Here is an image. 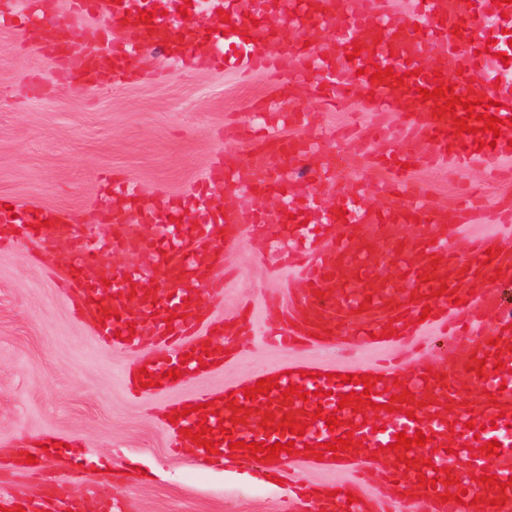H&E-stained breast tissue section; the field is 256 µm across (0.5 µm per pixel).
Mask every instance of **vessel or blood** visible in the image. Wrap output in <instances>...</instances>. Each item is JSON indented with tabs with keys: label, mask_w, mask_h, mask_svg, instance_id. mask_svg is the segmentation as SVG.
<instances>
[{
	"label": "vessel or blood",
	"mask_w": 512,
	"mask_h": 512,
	"mask_svg": "<svg viewBox=\"0 0 512 512\" xmlns=\"http://www.w3.org/2000/svg\"><path fill=\"white\" fill-rule=\"evenodd\" d=\"M39 0L19 9L17 0H0V26L13 30L56 65L61 80L84 86L106 87L128 79L129 61L144 44L162 47L173 61L210 66L241 76L263 71L278 77L301 78L313 96L329 104L356 100L362 110L396 114L398 127L373 128L383 141L375 163L393 173L387 189L393 204L383 214L364 203L360 193H336L333 166L315 173L308 182L305 206L293 213L283 205L269 217L267 198L279 195L286 183L282 163L304 169L315 152L301 138L262 137L252 148L249 165L219 162L208 177L196 183L189 197L153 199L129 179H112L103 188L101 208L106 233L90 241L59 211L41 206L22 209L0 197V243L42 242L63 232L69 237L62 274L65 293L79 317L89 320L97 343L138 354L139 367L161 376L162 388L172 387L168 370L181 372L183 381L201 375V363H215L224 350L210 352L212 335L233 336L244 325L228 320L210 334L203 330L219 287L224 281V252L246 234L292 247L288 268L300 285L289 288L287 299H273L278 312L271 342L282 348L301 343L337 346L346 350L385 348L443 327L452 338L444 376L427 375V361L404 365L339 367L315 365L309 376L299 367H273L269 376L277 388L245 398L244 386H230L234 408L216 401L206 389L192 391L171 404L178 417L171 424L170 445L180 448L188 439L183 429L206 421L205 438L218 450H195L204 466L250 468L258 464L247 448L251 442L294 443L295 453L265 459L263 468L280 478L302 463L305 446L353 435L355 442L342 452V462L364 471L379 470V493L347 484L344 493L329 496L319 486L290 485L283 489L282 512H374L379 497L399 500L402 492L421 488L410 512H512V321L501 320L502 301L493 276L512 281V250L492 236L472 232L475 224H511L512 199L495 205L458 206L447 210L428 204L425 192L408 177L409 168L441 161L468 166L481 159L512 160V79L503 77V57L512 58V0H411L402 15L384 12L380 0H254L246 9L242 0H208L206 19L196 9L172 24L161 17L140 20L156 0H69L68 18L60 21L40 14ZM287 8V20L278 27L269 16ZM229 21H222V14ZM92 19L97 35L90 49L72 53L69 33L79 22ZM332 27L340 35L329 44L304 43L301 29ZM123 38L112 42L113 29ZM437 50L439 66L424 62L428 50ZM392 68L391 77L371 80L370 64ZM441 85L453 88L462 104L471 100L476 113L501 119V136L461 132L454 118L465 117L461 106L454 115L433 116V101L423 100L421 89ZM492 106L480 105V98ZM235 196L233 210L213 206L215 190ZM335 195V206L324 205ZM193 209L192 222L179 221L180 212ZM314 223H305V215ZM410 223L411 231L396 228ZM111 248L136 257L135 265L105 272L97 260ZM500 281V282H501ZM449 292L439 295L440 285ZM430 315H423V308ZM468 359H460V352ZM484 361L478 378L480 392L463 387L460 369ZM377 375L371 406L355 410L339 407L341 395L361 393L363 384L342 382V375ZM296 384L309 399H286L282 389ZM411 391L409 413L384 408L390 396ZM204 412H197V405ZM270 409L276 418L302 420L323 409L325 416L310 422L305 435L266 431L254 418V409ZM336 414L340 427L328 429L325 417ZM227 431H218L219 420ZM427 436L426 445L411 451L394 448L398 433ZM498 449L486 454V442ZM495 474L496 486L482 478ZM427 485H420L418 475ZM466 495L465 504L456 496ZM355 503H348V496ZM48 512H82L81 499L72 491L48 487Z\"/></svg>",
	"instance_id": "obj_1"
}]
</instances>
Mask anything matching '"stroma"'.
I'll use <instances>...</instances> for the list:
<instances>
[{
    "instance_id": "1",
    "label": "stroma",
    "mask_w": 512,
    "mask_h": 512,
    "mask_svg": "<svg viewBox=\"0 0 512 512\" xmlns=\"http://www.w3.org/2000/svg\"><path fill=\"white\" fill-rule=\"evenodd\" d=\"M131 68L128 82L82 92L56 80L48 59L0 28V195L56 208L101 235L96 200L102 177L126 176L152 193L186 195L218 156L248 159L250 143L233 132L250 121V106L265 100L275 114L289 108L318 117L314 125L274 123L272 137L316 138L320 152L341 158L344 188L363 191L372 208L390 207L372 190L385 174L371 162L375 145L360 134L378 117L356 103L328 109L302 85L282 88L263 73L242 78L183 66L152 47L135 56ZM26 84L39 85L41 95L23 94ZM493 168L490 161L457 169L442 163L413 177L429 203L451 208L471 185L487 195L511 194L512 186L498 182ZM261 250L245 235L225 253L223 296L210 320L247 311L256 329L236 336L223 367L193 379V386L218 394L274 365L407 363L441 342L433 332L385 351L271 347L263 332L274 313L265 301L285 293L290 272L265 267ZM66 251L62 240L34 253L0 248V494L16 505L43 496V488L9 462L36 439L51 438L59 446L49 460L51 482L64 486L71 468H81L85 512H101L91 489L106 476L123 512H279L277 490L262 483L258 471L204 469L191 448L169 451L158 418L189 387L142 400L131 395L123 374L134 367L135 355L99 347L90 323L73 314L51 275Z\"/></svg>"
}]
</instances>
